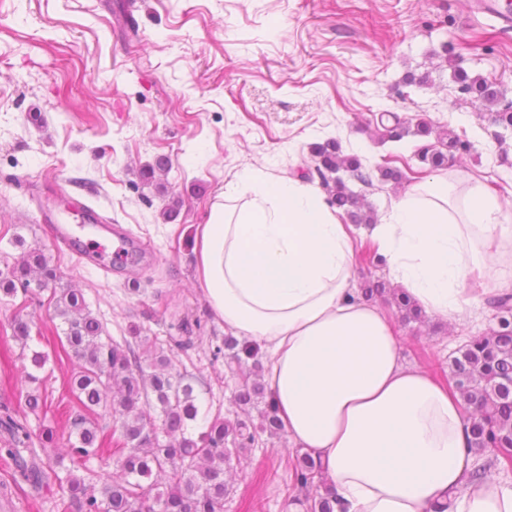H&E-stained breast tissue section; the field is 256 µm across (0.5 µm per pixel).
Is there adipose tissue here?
<instances>
[{"label": "adipose tissue", "mask_w": 512, "mask_h": 512, "mask_svg": "<svg viewBox=\"0 0 512 512\" xmlns=\"http://www.w3.org/2000/svg\"><path fill=\"white\" fill-rule=\"evenodd\" d=\"M370 233L395 280L446 320L512 291V215L481 181L420 182ZM353 246L316 190L246 172L196 227V278L225 327L268 351L284 431L322 461L335 512H512L511 483L474 477L461 399L402 363L387 314L352 288Z\"/></svg>", "instance_id": "adipose-tissue-1"}]
</instances>
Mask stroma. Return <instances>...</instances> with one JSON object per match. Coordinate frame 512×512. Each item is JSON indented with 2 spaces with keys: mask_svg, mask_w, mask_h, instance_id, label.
Instances as JSON below:
<instances>
[{
  "mask_svg": "<svg viewBox=\"0 0 512 512\" xmlns=\"http://www.w3.org/2000/svg\"><path fill=\"white\" fill-rule=\"evenodd\" d=\"M463 2L0 0V271L43 251L60 287L79 290L117 341L134 325L165 341L191 324L193 344L176 352L175 368L195 375L202 405L231 415L239 380L225 364L224 323L195 282L193 249L196 226L235 174L305 176L319 188L310 148L334 138L361 156L370 184L346 183L381 218L417 180L433 177L417 153L445 128L470 143L457 157L462 175L512 206V130L459 91L440 56L452 45L470 76L512 101V31L470 18ZM410 74L421 84H406ZM386 111L434 133L381 139ZM383 167L399 168L403 181H382ZM174 198L179 213L164 220ZM49 217L108 253L114 242L102 227H116L144 255L108 271L76 262L44 234ZM20 307L47 338L43 416L24 410L13 331ZM491 323L483 302L454 326L432 313L422 325H397L403 361L447 381L452 352ZM62 329L48 292L32 287L24 300H0V416L59 449L69 435L68 379L78 370L61 352ZM295 454L284 435L256 445L232 478L227 512H286L274 473ZM42 470V490L18 488L0 448V512H57L62 468Z\"/></svg>",
  "mask_w": 512,
  "mask_h": 512,
  "instance_id": "obj_1",
  "label": "stroma"
}]
</instances>
